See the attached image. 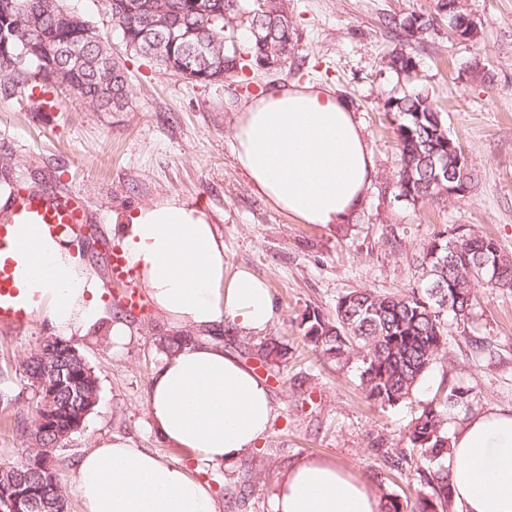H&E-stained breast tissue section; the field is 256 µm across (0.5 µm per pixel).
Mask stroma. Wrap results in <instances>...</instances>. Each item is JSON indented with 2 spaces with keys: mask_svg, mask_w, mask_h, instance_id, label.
<instances>
[{
  "mask_svg": "<svg viewBox=\"0 0 512 512\" xmlns=\"http://www.w3.org/2000/svg\"><path fill=\"white\" fill-rule=\"evenodd\" d=\"M464 2L479 25L478 39L458 40L446 22H438L413 47L412 81L384 63L403 43L382 21L432 12L433 0H290L297 43L288 64L204 87L126 51L109 0H65L66 8L94 22L125 66L126 110L100 111L62 88L46 93L47 104L39 109L27 93L0 92V157L13 158L15 182L46 193L73 189L106 237L112 234L113 212L179 194L200 203L217 224L227 268L246 267L267 281L278 311L267 333L286 344V358L263 365L245 353L258 335L221 331L225 352L264 380L277 411L252 452L268 470L257 487L256 506L244 512H271V495L283 473L311 457L336 459L376 495L414 497L413 477L389 473L388 454L448 371L464 375L483 407L512 408L509 291L481 294L475 311L471 334L491 342L492 356L472 357L463 340L452 341L420 383L414 402L386 411L367 402L354 368L318 355L302 339L306 310L333 314L337 297L354 288L409 287L416 279L415 254L445 225H471L512 256V0ZM292 82L327 87L344 99L374 154L376 175L367 202L349 223H297L255 195L235 162L231 135L237 113L253 97ZM415 84L429 90L465 154L470 183L464 197L424 206L395 197L400 153L384 105ZM102 292L105 306L95 327L70 338L99 384L94 410L55 459L70 512L81 509L77 462L105 438H130L168 460L187 463L192 457L159 440L146 415L147 385L164 359L155 339L168 333L166 319L147 299L129 308L123 285H106ZM117 307L126 309L128 326L119 346L108 335ZM52 334L38 317L20 332L0 327V386L14 397L0 412V463L24 446L9 423L35 414L21 364Z\"/></svg>",
  "mask_w": 512,
  "mask_h": 512,
  "instance_id": "obj_1",
  "label": "stroma"
}]
</instances>
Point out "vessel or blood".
Listing matches in <instances>:
<instances>
[{"label": "vessel or blood", "mask_w": 512, "mask_h": 512, "mask_svg": "<svg viewBox=\"0 0 512 512\" xmlns=\"http://www.w3.org/2000/svg\"><path fill=\"white\" fill-rule=\"evenodd\" d=\"M91 222L84 198L72 191L50 195L19 188L0 203V327L21 331L32 321L29 307L20 299L24 279L15 254L40 239L68 231L87 236ZM107 273L111 281L130 288V307L139 306L136 273L121 251L109 252Z\"/></svg>", "instance_id": "obj_1"}]
</instances>
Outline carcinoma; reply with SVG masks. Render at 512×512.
Wrapping results in <instances>:
<instances>
[{"mask_svg":"<svg viewBox=\"0 0 512 512\" xmlns=\"http://www.w3.org/2000/svg\"><path fill=\"white\" fill-rule=\"evenodd\" d=\"M258 11L254 0H111L125 49L146 57L147 39L154 37V20L172 21L178 38L173 56L155 60L158 68L178 73L189 66L194 83H212L210 66L233 76L261 63H288L295 51V28L288 16L287 0H265ZM466 12L463 0H436L435 14L388 18L386 25L417 40L438 18L452 20ZM72 15L63 0H0V76L11 87L65 86L103 112L128 105V77L86 18L71 26ZM390 68L410 75V53L390 55ZM398 118L395 133L401 168L395 187L398 196L416 205L435 200L442 187L437 180L448 163V128L431 96L405 92L385 104ZM422 270L409 288L390 292L352 289L336 300L334 313L325 316L311 309L303 316L305 343L336 360L355 366L367 399L386 409L414 397L419 383L448 350L450 337L470 339L471 348L485 350L486 342L471 339L479 287L512 291V257L503 254L494 239L468 224H449L433 234L416 257ZM203 336L184 332L160 336L165 353L199 341ZM258 359L269 364L286 355L279 339L270 336L257 343ZM76 389L86 394L77 400L62 390L57 402L64 415L58 428L43 432L37 421L14 422L13 430L27 439L15 460L0 466V485L9 488L23 479L41 493L43 512L67 507L66 491L54 464L71 432L68 418L79 417L98 402L97 377L82 367L72 371ZM401 432L403 448L390 463L396 471H412L420 486L414 506L386 496L384 512H449L452 507L447 465L449 422L459 413L478 411L481 400L459 376H445ZM260 477L222 489L224 499L235 504L250 499Z\"/></svg>","mask_w":512,"mask_h":512,"instance_id":"cac0c4a2","label":"carcinoma"}]
</instances>
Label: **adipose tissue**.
I'll return each instance as SVG.
<instances>
[{"mask_svg":"<svg viewBox=\"0 0 512 512\" xmlns=\"http://www.w3.org/2000/svg\"><path fill=\"white\" fill-rule=\"evenodd\" d=\"M235 162L254 193L301 224H344L376 175L353 111L332 90L291 83L249 102L232 128ZM120 243L155 309L172 329L228 325L267 330L276 317L267 283L227 271L224 240L200 204L179 195L113 218ZM68 236L27 251L26 283L64 336L84 334L99 292ZM276 413L271 393L221 343L192 342L166 355L148 383L147 415L192 464H233L263 440ZM192 464L165 460L125 438L101 441L77 466L81 512H219L212 485ZM448 469L459 512H512V410L490 407L451 425ZM273 512H382L366 483L331 458H303L277 484Z\"/></svg>","mask_w":512,"mask_h":512,"instance_id":"obj_1","label":"adipose tissue"}]
</instances>
